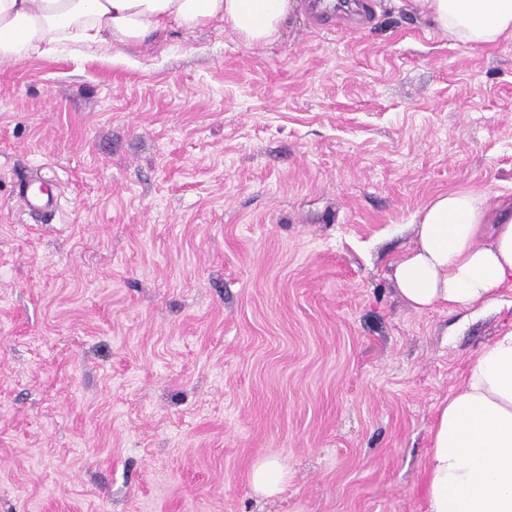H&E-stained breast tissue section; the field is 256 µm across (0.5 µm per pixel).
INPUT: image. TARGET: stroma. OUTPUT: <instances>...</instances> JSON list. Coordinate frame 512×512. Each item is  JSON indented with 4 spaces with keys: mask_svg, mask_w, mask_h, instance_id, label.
<instances>
[{
    "mask_svg": "<svg viewBox=\"0 0 512 512\" xmlns=\"http://www.w3.org/2000/svg\"><path fill=\"white\" fill-rule=\"evenodd\" d=\"M374 2L0 63V512H426L437 411L512 291L419 314L390 263L436 193L512 201V36ZM16 196L27 210L35 215L50 214L54 212L57 204L51 186L38 177L20 179L16 187ZM283 475L278 459L274 455H268L254 469L252 483L255 490L271 494L277 490Z\"/></svg>",
    "mask_w": 512,
    "mask_h": 512,
    "instance_id": "35a3bbf8",
    "label": "stroma"
}]
</instances>
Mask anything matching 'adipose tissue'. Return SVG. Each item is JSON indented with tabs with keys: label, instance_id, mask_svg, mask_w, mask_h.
I'll return each instance as SVG.
<instances>
[{
	"label": "adipose tissue",
	"instance_id": "ef3b65f1",
	"mask_svg": "<svg viewBox=\"0 0 512 512\" xmlns=\"http://www.w3.org/2000/svg\"><path fill=\"white\" fill-rule=\"evenodd\" d=\"M439 28L486 46L512 35V0H426ZM291 0H0V62L67 46L141 42L211 19L251 45L274 41ZM399 293L418 313L484 307L512 289V217L488 224L469 188L435 195L414 246L393 263ZM427 512H512V330L485 345L430 430Z\"/></svg>",
	"mask_w": 512,
	"mask_h": 512
}]
</instances>
